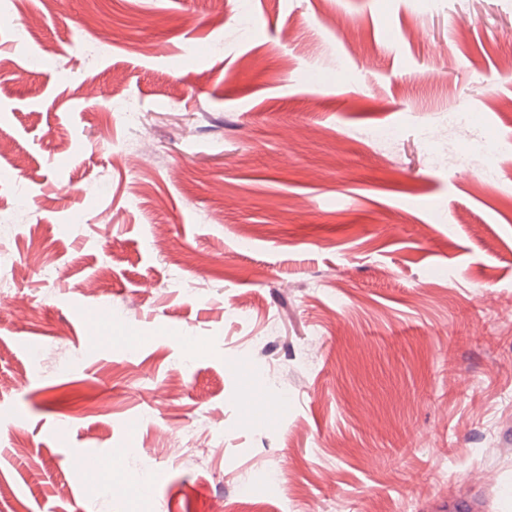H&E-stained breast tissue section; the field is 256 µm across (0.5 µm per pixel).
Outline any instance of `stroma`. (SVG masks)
Segmentation results:
<instances>
[{
    "instance_id": "obj_1",
    "label": "stroma",
    "mask_w": 512,
    "mask_h": 512,
    "mask_svg": "<svg viewBox=\"0 0 512 512\" xmlns=\"http://www.w3.org/2000/svg\"><path fill=\"white\" fill-rule=\"evenodd\" d=\"M0 58V512H512V0H0ZM470 146L467 150L461 152L457 156L459 166L468 168L482 157L487 151H491L495 147L493 140L485 137L481 133H473L470 135Z\"/></svg>"
}]
</instances>
